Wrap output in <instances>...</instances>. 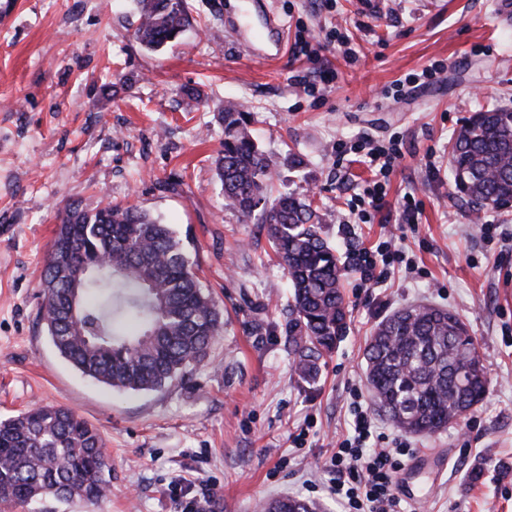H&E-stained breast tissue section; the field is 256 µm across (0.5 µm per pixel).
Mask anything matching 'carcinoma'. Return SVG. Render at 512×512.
Wrapping results in <instances>:
<instances>
[{
	"mask_svg": "<svg viewBox=\"0 0 512 512\" xmlns=\"http://www.w3.org/2000/svg\"><path fill=\"white\" fill-rule=\"evenodd\" d=\"M137 39L159 51L192 25L186 0H137ZM224 150L215 160L224 205L266 227L288 273V344L302 379L333 352L348 328L344 266L320 234L313 201L273 196L278 162L251 137L246 113L221 111ZM449 164L456 192L478 209L512 211V109L479 108L454 136ZM182 240L133 207L94 211L71 203L58 225L40 288L46 332L83 375L118 390L166 386L202 364L224 317L201 287ZM376 410L403 431L436 433L484 399L487 377L474 337L457 314L410 305L378 323L366 352ZM112 491V466L97 428L58 405H38L0 421V508L60 501L98 503ZM264 512H315L280 497Z\"/></svg>",
	"mask_w": 512,
	"mask_h": 512,
	"instance_id": "1",
	"label": "carcinoma"
}]
</instances>
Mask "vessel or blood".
Segmentation results:
<instances>
[{"label":"vessel or blood","mask_w":512,"mask_h":512,"mask_svg":"<svg viewBox=\"0 0 512 512\" xmlns=\"http://www.w3.org/2000/svg\"><path fill=\"white\" fill-rule=\"evenodd\" d=\"M283 35L284 29L266 0H251L250 10L230 27L233 46H244L257 58H269L279 51Z\"/></svg>","instance_id":"1"}]
</instances>
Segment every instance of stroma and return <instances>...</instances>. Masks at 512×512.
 <instances>
[{
	"label": "stroma",
	"instance_id": "35a3bbf8",
	"mask_svg": "<svg viewBox=\"0 0 512 512\" xmlns=\"http://www.w3.org/2000/svg\"><path fill=\"white\" fill-rule=\"evenodd\" d=\"M187 4L193 25L149 52L134 0H0V420L69 407L100 430L112 466L102 502L50 498L41 512H258L284 495L337 512L326 460L349 429L351 391L366 388L367 342L415 304L458 313L488 375L483 402L446 430L411 437L383 422L422 453L445 451L435 483L414 481L416 512H512V213L483 210L503 227L485 239L448 178L449 141L477 105L512 108V0H383L375 15L358 0H269L285 29L269 62L225 45L241 0ZM229 102L276 158L274 190L309 197L342 256L393 234L416 266L379 288L346 272L349 330L312 381L294 370L288 279L265 230L224 206L215 159ZM363 134L399 136L404 158L388 212L362 220L350 205L372 167L361 150L337 164L334 145ZM409 200L418 222L399 224ZM73 202L133 205L188 236L224 330L184 380L116 391L54 348L38 285Z\"/></svg>",
	"mask_w": 512,
	"mask_h": 512
}]
</instances>
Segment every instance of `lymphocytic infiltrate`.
Wrapping results in <instances>:
<instances>
[{
  "mask_svg": "<svg viewBox=\"0 0 512 512\" xmlns=\"http://www.w3.org/2000/svg\"><path fill=\"white\" fill-rule=\"evenodd\" d=\"M403 255L394 240L380 242L376 249L361 248L352 256L350 268L361 287L382 286ZM350 430L336 443L329 459L334 478L326 493L339 512H406L399 491V474L415 450L409 441L390 439L378 431L362 398L350 405Z\"/></svg>",
  "mask_w": 512,
  "mask_h": 512,
  "instance_id": "lymphocytic-infiltrate-1",
  "label": "lymphocytic infiltrate"
}]
</instances>
